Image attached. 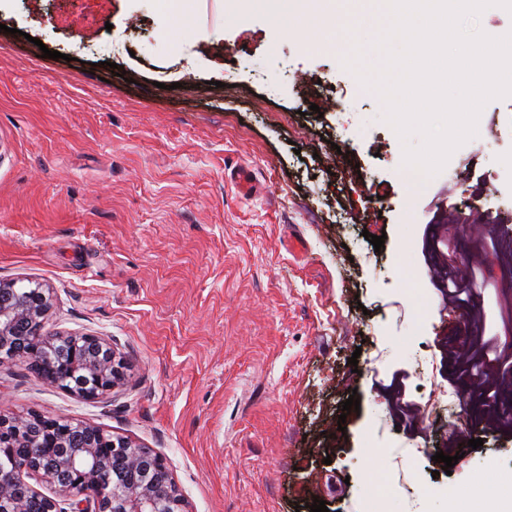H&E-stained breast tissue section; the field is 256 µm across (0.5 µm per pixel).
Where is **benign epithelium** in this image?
Listing matches in <instances>:
<instances>
[{
  "label": "benign epithelium",
  "mask_w": 512,
  "mask_h": 512,
  "mask_svg": "<svg viewBox=\"0 0 512 512\" xmlns=\"http://www.w3.org/2000/svg\"><path fill=\"white\" fill-rule=\"evenodd\" d=\"M15 281H0V365L18 361L17 337L30 333L28 361L48 386L87 401L124 385L128 363L105 336L42 333L52 295L39 289L31 302L15 301ZM43 423L50 446L67 455L56 466L39 462L30 429ZM36 477L46 495L27 482ZM42 501V512H190L166 460L152 450L114 437L78 419L0 414V512H30L28 497Z\"/></svg>",
  "instance_id": "obj_1"
}]
</instances>
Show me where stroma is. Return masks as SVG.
<instances>
[{
	"mask_svg": "<svg viewBox=\"0 0 512 512\" xmlns=\"http://www.w3.org/2000/svg\"><path fill=\"white\" fill-rule=\"evenodd\" d=\"M380 30L277 29L226 0H0V280L52 290L45 334L108 336L130 363L97 401L0 367V413L138 441L191 512H499L512 438L449 378L472 314L445 303L426 227L447 225L459 275L482 256L512 286L489 251L512 239V97L412 191L419 136L401 142L335 48L378 65ZM236 166L260 194L237 193ZM470 203L494 236L449 223ZM453 426L483 444L448 470L434 456Z\"/></svg>",
	"mask_w": 512,
	"mask_h": 512,
	"instance_id": "stroma-1",
	"label": "stroma"
}]
</instances>
